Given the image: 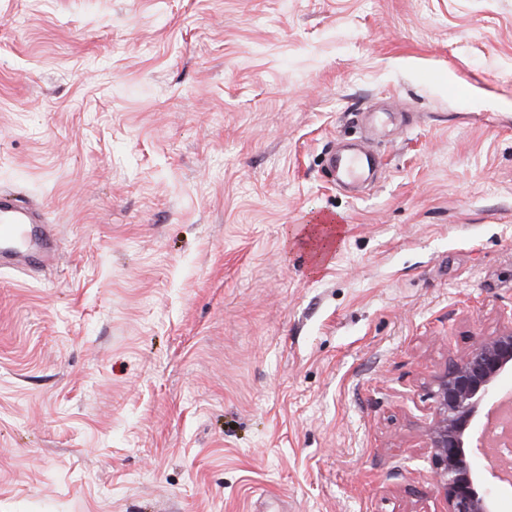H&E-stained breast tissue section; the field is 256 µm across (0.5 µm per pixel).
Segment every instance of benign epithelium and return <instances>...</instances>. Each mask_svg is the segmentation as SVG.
<instances>
[{
	"mask_svg": "<svg viewBox=\"0 0 512 512\" xmlns=\"http://www.w3.org/2000/svg\"><path fill=\"white\" fill-rule=\"evenodd\" d=\"M512 371V325L476 341L459 361L432 380L433 416L425 426L442 512H498L494 497L479 492L482 473L474 464L481 449L478 417Z\"/></svg>",
	"mask_w": 512,
	"mask_h": 512,
	"instance_id": "obj_1",
	"label": "benign epithelium"
}]
</instances>
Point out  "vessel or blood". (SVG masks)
<instances>
[{
	"label": "vessel or blood",
	"instance_id": "vessel-or-blood-1",
	"mask_svg": "<svg viewBox=\"0 0 512 512\" xmlns=\"http://www.w3.org/2000/svg\"><path fill=\"white\" fill-rule=\"evenodd\" d=\"M378 158L370 146L339 153L328 151L332 175L346 182L366 179ZM58 251L56 227L40 204L13 189H0V270H31L53 261Z\"/></svg>",
	"mask_w": 512,
	"mask_h": 512
}]
</instances>
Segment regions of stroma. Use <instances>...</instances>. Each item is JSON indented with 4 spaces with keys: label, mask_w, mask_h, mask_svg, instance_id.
Here are the masks:
<instances>
[{
    "label": "stroma",
    "mask_w": 512,
    "mask_h": 512,
    "mask_svg": "<svg viewBox=\"0 0 512 512\" xmlns=\"http://www.w3.org/2000/svg\"><path fill=\"white\" fill-rule=\"evenodd\" d=\"M0 187L61 245L0 270V512H440L432 378L512 318V0H0ZM378 157L368 145H361L344 153H336L332 147L326 154V163L332 173V178L346 182H357L366 179Z\"/></svg>",
    "instance_id": "35a3bbf8"
}]
</instances>
